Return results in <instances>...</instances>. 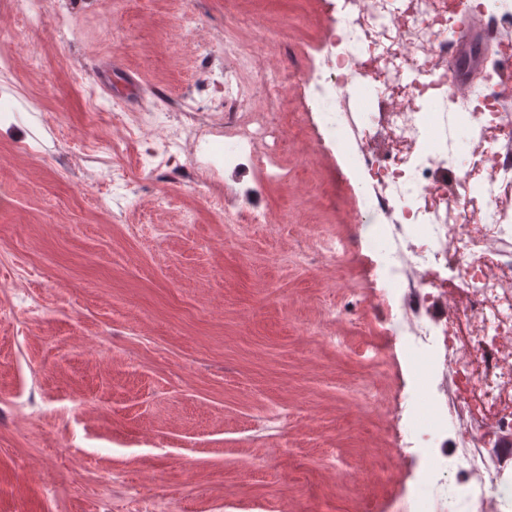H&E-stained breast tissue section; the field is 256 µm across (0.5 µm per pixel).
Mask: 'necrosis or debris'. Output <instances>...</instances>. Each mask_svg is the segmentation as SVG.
<instances>
[{
    "mask_svg": "<svg viewBox=\"0 0 512 512\" xmlns=\"http://www.w3.org/2000/svg\"><path fill=\"white\" fill-rule=\"evenodd\" d=\"M469 12L511 21L512 0H340L316 46L329 69L316 84L320 125L352 174L353 223L383 258L353 293L403 337L415 375L408 446L423 476L399 512H512V32L479 90H465L448 71V34ZM224 56L215 111L185 113L164 141L186 153L210 208L264 224L218 189L219 172L246 156L261 178H287L267 110L296 81L284 61L253 67L235 41ZM301 238V264L358 245L307 228Z\"/></svg>",
    "mask_w": 512,
    "mask_h": 512,
    "instance_id": "necrosis-or-debris-1",
    "label": "necrosis or debris"
}]
</instances>
